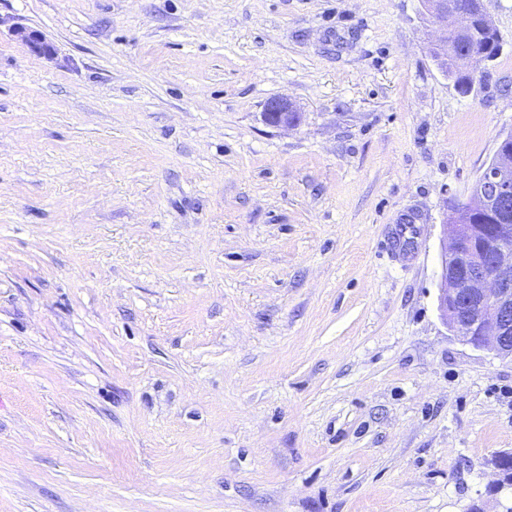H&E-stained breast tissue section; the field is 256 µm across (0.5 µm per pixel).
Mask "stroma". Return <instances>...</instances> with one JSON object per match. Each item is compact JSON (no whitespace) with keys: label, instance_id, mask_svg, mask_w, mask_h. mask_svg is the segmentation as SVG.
<instances>
[{"label":"stroma","instance_id":"35a3bbf8","mask_svg":"<svg viewBox=\"0 0 512 512\" xmlns=\"http://www.w3.org/2000/svg\"><path fill=\"white\" fill-rule=\"evenodd\" d=\"M484 6L463 95L419 0H0V512H512V361L437 309ZM18 35L32 53L47 57L53 55V45L39 31L21 29ZM264 119L274 127L288 129L298 125L300 112L288 99L277 98L268 103L264 112Z\"/></svg>","mask_w":512,"mask_h":512}]
</instances>
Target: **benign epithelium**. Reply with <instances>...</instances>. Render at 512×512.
Returning <instances> with one entry per match:
<instances>
[{
	"instance_id": "obj_1",
	"label": "benign epithelium",
	"mask_w": 512,
	"mask_h": 512,
	"mask_svg": "<svg viewBox=\"0 0 512 512\" xmlns=\"http://www.w3.org/2000/svg\"><path fill=\"white\" fill-rule=\"evenodd\" d=\"M423 15L435 28L427 53L435 65L477 76L486 69L487 60L474 54L466 44L448 54V29L468 35L474 21L469 11L454 9L449 0H420ZM19 37L37 55L50 57L53 45L37 30L22 29ZM267 123L279 128H293L300 112L285 98L270 101L264 112ZM482 202L507 206L512 200V153L494 154L480 180L474 183L466 203L474 197ZM449 235L441 247V269L437 297L443 323L461 341L478 350H487L500 358L512 360V226L490 224L480 229L476 224L450 222ZM511 453L495 456L491 465L499 489L505 479L504 462Z\"/></svg>"
}]
</instances>
